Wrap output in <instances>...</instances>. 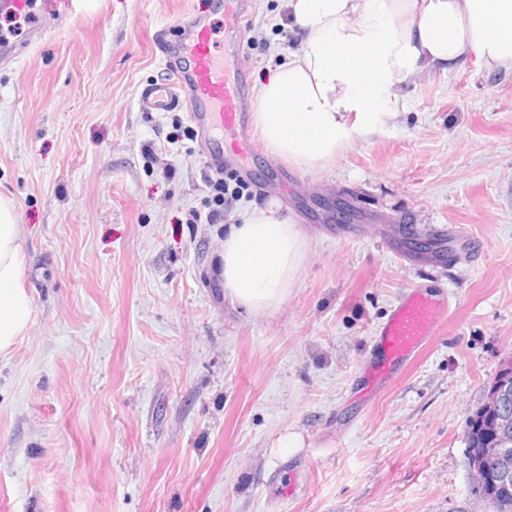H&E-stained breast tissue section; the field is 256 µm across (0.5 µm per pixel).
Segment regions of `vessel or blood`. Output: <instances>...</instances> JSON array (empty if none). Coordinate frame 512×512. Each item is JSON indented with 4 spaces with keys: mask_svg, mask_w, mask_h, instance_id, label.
<instances>
[{
    "mask_svg": "<svg viewBox=\"0 0 512 512\" xmlns=\"http://www.w3.org/2000/svg\"><path fill=\"white\" fill-rule=\"evenodd\" d=\"M70 0H48L37 10L36 0H0V15L32 17L29 43L44 39L51 22L63 16ZM223 29L201 17L182 21V38L166 30L155 32L159 49L172 65L167 77L140 91L148 112H186L199 132V150L218 169L231 167L249 176L248 159L256 148L247 120L251 88L243 56V35L249 0H221ZM448 317V298L412 288L394 306L375 338V357L365 366L370 390H378L411 364Z\"/></svg>",
    "mask_w": 512,
    "mask_h": 512,
    "instance_id": "1",
    "label": "vessel or blood"
}]
</instances>
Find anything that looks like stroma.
<instances>
[{
    "mask_svg": "<svg viewBox=\"0 0 512 512\" xmlns=\"http://www.w3.org/2000/svg\"><path fill=\"white\" fill-rule=\"evenodd\" d=\"M187 13L213 0H74L0 66V195L32 298L0 356V512H488L465 431L512 358V70L410 75L404 109L321 168L257 148L223 221L190 224L196 132L138 102L167 75L154 32ZM245 36L257 90L300 48L287 0H252ZM254 204L307 238L262 312L221 275ZM415 286L448 318L364 396L375 331Z\"/></svg>",
    "mask_w": 512,
    "mask_h": 512,
    "instance_id": "35a3bbf8",
    "label": "stroma"
}]
</instances>
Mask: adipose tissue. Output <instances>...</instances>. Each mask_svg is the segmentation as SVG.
Masks as SVG:
<instances>
[{"label": "adipose tissue", "mask_w": 512, "mask_h": 512, "mask_svg": "<svg viewBox=\"0 0 512 512\" xmlns=\"http://www.w3.org/2000/svg\"><path fill=\"white\" fill-rule=\"evenodd\" d=\"M288 16L300 49L264 82L253 119L270 155L305 168L402 109L396 87L415 72L457 70L471 54L512 68V0H288ZM305 251L277 208L244 210L224 237V288L249 310L275 307ZM25 262L14 204L0 197V353L29 321Z\"/></svg>", "instance_id": "ef3b65f1"}]
</instances>
